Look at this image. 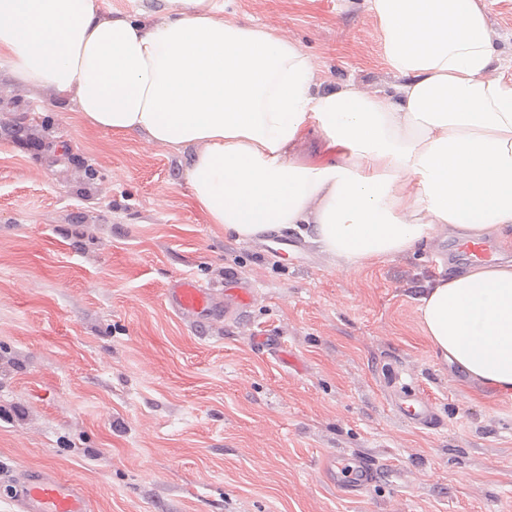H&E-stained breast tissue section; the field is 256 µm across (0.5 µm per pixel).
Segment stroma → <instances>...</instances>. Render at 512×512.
Listing matches in <instances>:
<instances>
[{"instance_id": "stroma-1", "label": "stroma", "mask_w": 512, "mask_h": 512, "mask_svg": "<svg viewBox=\"0 0 512 512\" xmlns=\"http://www.w3.org/2000/svg\"><path fill=\"white\" fill-rule=\"evenodd\" d=\"M481 2L510 63L512 0ZM213 3L301 44L317 90L402 81L368 0ZM169 8L99 0V17L156 24ZM74 112L0 66V473L52 465L95 512H512V398L433 347L427 245L353 266L309 224L239 241L190 202L193 148ZM228 271L253 284L248 307L170 306L175 279L220 288ZM392 368L443 427L392 408ZM353 453L386 467L358 495L324 471Z\"/></svg>"}]
</instances>
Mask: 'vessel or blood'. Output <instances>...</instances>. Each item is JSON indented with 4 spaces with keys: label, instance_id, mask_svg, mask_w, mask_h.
Instances as JSON below:
<instances>
[{
    "label": "vessel or blood",
    "instance_id": "1",
    "mask_svg": "<svg viewBox=\"0 0 512 512\" xmlns=\"http://www.w3.org/2000/svg\"><path fill=\"white\" fill-rule=\"evenodd\" d=\"M498 250L490 239L468 238L453 241L449 247L438 248L428 258L436 270L454 264L481 265L495 261ZM224 291L231 305L246 307L253 295L252 284L236 275L224 278ZM170 305L179 313L196 317L216 313V293L212 286L185 275L176 280L168 292ZM393 389L391 403L403 419L417 427L434 429L441 419L435 404L419 393L410 379L400 373L390 376ZM329 480L349 493L369 490L383 475L372 460L358 455H340L326 468ZM12 501L16 512H90V506L80 486L59 478L49 467L30 469L18 478V487Z\"/></svg>",
    "mask_w": 512,
    "mask_h": 512
}]
</instances>
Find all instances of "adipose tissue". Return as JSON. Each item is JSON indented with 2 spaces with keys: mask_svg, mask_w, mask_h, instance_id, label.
<instances>
[{
  "mask_svg": "<svg viewBox=\"0 0 512 512\" xmlns=\"http://www.w3.org/2000/svg\"><path fill=\"white\" fill-rule=\"evenodd\" d=\"M165 21H100L98 0H0V63L74 97L86 123L197 146L194 206L243 241L314 223L354 265L415 251L438 228L512 229V77L479 0H369L382 57L405 79L367 93L314 87L295 41L171 0ZM317 152L293 146L307 136ZM420 316L444 359L512 397V262L442 282Z\"/></svg>",
  "mask_w": 512,
  "mask_h": 512,
  "instance_id": "ef3b65f1",
  "label": "adipose tissue"
}]
</instances>
